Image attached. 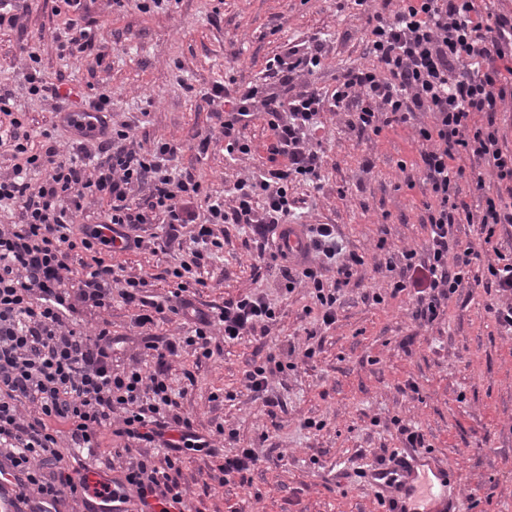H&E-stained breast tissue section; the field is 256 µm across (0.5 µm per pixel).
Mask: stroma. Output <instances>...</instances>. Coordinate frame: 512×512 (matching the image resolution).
Masks as SVG:
<instances>
[{"instance_id":"stroma-1","label":"stroma","mask_w":512,"mask_h":512,"mask_svg":"<svg viewBox=\"0 0 512 512\" xmlns=\"http://www.w3.org/2000/svg\"><path fill=\"white\" fill-rule=\"evenodd\" d=\"M28 4L21 26L0 29V83L15 93L33 150H40L45 130L55 131L67 147L76 138L57 129L50 104L27 94L24 57L30 51L40 56L48 81H63L68 110L81 111L91 97L110 95L113 124H131L145 150L161 138L181 142L178 166L196 169L213 195L224 194L249 171L281 165L269 157L270 132L259 118L244 131L251 155H227L218 115L203 97L214 81L263 82L268 59L315 39L325 42V60L309 82L321 91L335 88L341 69L369 60L365 23L353 0L342 7L336 0H170L147 12L135 0L120 7L96 0L99 54L81 60L58 54L65 20L59 0ZM215 12L221 18L216 26L209 22ZM319 121L326 148L321 182H293L288 193L300 206L302 223L335 225L347 251L363 256L365 264L345 288L335 324L310 337L306 331L316 315L309 289L285 292L277 270L259 262L241 226L225 225L224 251L205 273V286L196 288L195 304L220 305L259 290L279 315L266 335L220 343L211 360L200 362L193 351H183L169 377L183 391V411L197 431L211 435L223 426L236 435L225 452L254 448L262 462L250 483L208 489L204 482L216 460L190 453L180 477L184 506L187 512H387L381 500L395 496V489H378L355 471L402 448L396 428L402 422L425 437L421 475L447 470L448 490L463 498L467 512H512V333L496 322L500 296L482 280L497 252L512 251V227L500 228L489 246L478 225H454L455 237L480 258L473 281L458 288L433 324L411 319L407 293L373 303L369 293L384 291L391 279L388 258L422 250L426 239L423 185L405 182L416 172L415 129L405 124L361 136L342 115L324 111ZM205 135L210 145L197 152ZM161 230L158 223L145 225L141 248L113 254L112 262L125 275L145 277L151 294L163 298L174 284L163 275L172 254L154 246ZM136 313L116 300L107 315L114 368L144 357L146 331L135 325ZM291 345V368L270 380L277 405L266 407L244 388L243 372L264 363L274 347ZM309 348L314 355L307 359ZM308 419L322 422V429L305 428ZM123 446L108 434L97 455L68 449L64 463L99 469L109 480L119 475ZM100 455L111 456L112 469L99 468Z\"/></svg>"}]
</instances>
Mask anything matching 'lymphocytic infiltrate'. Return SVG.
Instances as JSON below:
<instances>
[{
	"instance_id": "f902f5d3",
	"label": "lymphocytic infiltrate",
	"mask_w": 512,
	"mask_h": 512,
	"mask_svg": "<svg viewBox=\"0 0 512 512\" xmlns=\"http://www.w3.org/2000/svg\"><path fill=\"white\" fill-rule=\"evenodd\" d=\"M62 2L68 18L60 50L77 59L91 56L92 0ZM365 29L372 64L341 71L331 96L295 88L296 80L323 65L318 40L275 57L267 67L271 84L212 85L206 97L225 107L227 155L251 154L241 131L259 117L272 133L270 154L284 160L280 168L238 178L229 208L223 197L205 191L195 169L175 166L182 144L160 140L144 152L134 146L131 125L109 126L110 97L89 104L99 115L94 147L82 143L64 156L47 130L41 151H30L31 134L13 115L14 95L0 89V141L11 142L24 159L0 177V205L18 209L16 221L0 225V477L16 478L23 504H36L39 512L88 505L87 476L66 471L62 451H94L109 432L125 439L129 455L112 489L113 502L124 505V512H169L183 503L179 477L191 451L217 458L210 481H246L260 461L256 449L228 455L197 432L167 369L183 350L211 359L215 335L234 342L276 317L260 294L204 309L190 298V286L203 285L202 270L224 248L215 232L219 224L245 225L258 259L278 268L286 290L312 288L319 325L335 323L339 289L357 274L363 258L345 252L330 224H310L304 231L320 266L288 258L278 244L280 226L298 217L289 182L321 180L325 149L315 133L323 107L344 114L361 136L415 123L420 112L430 116L415 124L428 236L423 251L405 250L386 263L394 274L389 294L410 296L413 320L436 321L469 278L475 251L461 247L454 225L479 224L489 244L498 228L512 224V148L504 146L494 119L512 88V13L485 14L477 0H395L391 14L366 13ZM478 113L487 115L486 124L475 123ZM464 154L492 165L502 187L490 194L484 180L476 179L483 198L477 214L460 197L464 170L455 161ZM34 171L43 175L36 186ZM144 187L146 200L135 202V192ZM89 198L108 200L109 208L97 223L76 224ZM157 219L166 226L157 242L161 251H170L188 224L195 227L197 243L188 257L169 266L175 289L164 300L150 294L145 278L120 275L105 260L106 254L141 248L140 229ZM324 264L336 268L335 287L323 283ZM486 278L504 298L495 319L511 332V251L498 253ZM116 299L138 307V327L150 330L175 316L189 319L192 327L184 336L149 334L151 366L115 370L112 324L105 314ZM84 311L98 314V321L88 327L73 322V314Z\"/></svg>"
}]
</instances>
